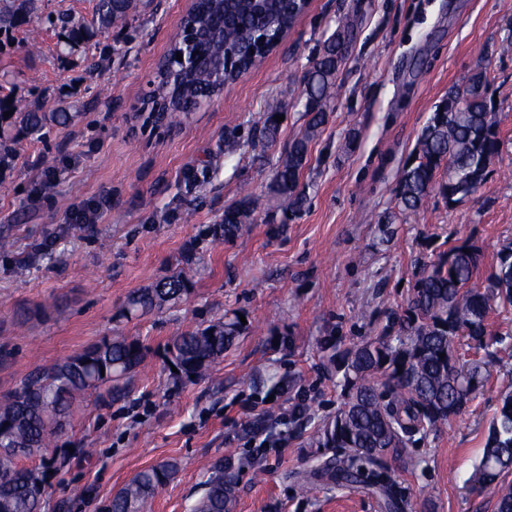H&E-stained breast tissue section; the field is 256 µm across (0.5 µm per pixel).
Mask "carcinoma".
Masks as SVG:
<instances>
[{
	"label": "carcinoma",
	"instance_id": "cac0c4a2",
	"mask_svg": "<svg viewBox=\"0 0 512 512\" xmlns=\"http://www.w3.org/2000/svg\"><path fill=\"white\" fill-rule=\"evenodd\" d=\"M35 10L37 0H0V33L22 20L14 7ZM136 0H97L91 20L60 17L66 43H84L95 33L128 24ZM295 0H267L259 11L253 0H201L197 11L184 19L191 42H174L159 72L157 118L172 120L196 109L201 101L220 91L213 77L224 64V81L231 82L241 66H254L268 53L271 39L294 24ZM352 23L339 22L336 36L314 59L303 85L309 115L303 134L288 145L276 166L270 192L283 209L301 212L307 197L300 188L308 164L309 145L328 117L334 97L336 71L343 60ZM185 55L186 62L176 59ZM12 112L14 123L32 135H42L45 113L23 111L8 97L0 98V120ZM271 112L259 129L257 140H274L279 130ZM496 113L487 99V78L482 70L448 92L443 112H434L422 129L411 156L402 166L397 207L417 210L433 189L453 204L475 192L486 180L498 156ZM446 177L436 182L439 170ZM257 199L242 196L224 209L220 222L208 229L215 240L229 242L256 223ZM480 253L465 241L451 246L437 259L422 263L405 300L403 313H391L381 334L354 350L335 351L329 361L342 374L347 401L329 418L318 434L322 447L331 450L313 476L342 485L365 483L378 497L384 512H402L404 501L382 471L386 452L400 454L416 436L460 415L480 393L490 376L481 359H465L461 340L479 345L489 330L490 314L497 300L512 306V247H505L499 262L481 287L472 282ZM194 271L183 268L153 287L134 292L128 313L143 316L175 304L193 287ZM245 330L239 317L217 321L181 333L168 345L169 361L176 371L174 383L205 376L224 359ZM444 357H439V354ZM144 360L137 339L104 338L82 352L24 378L0 402V512H41L43 485L39 473L22 463L42 456L51 438L61 434L70 407L108 382L128 377ZM512 470V394L501 398L492 418L482 459L474 479L481 486L497 488L496 512H512V485L505 476ZM173 462L160 463L136 473L105 506V512H141L177 474ZM235 468L217 464L203 482L202 493L190 512H226L237 485Z\"/></svg>",
	"mask_w": 512,
	"mask_h": 512
}]
</instances>
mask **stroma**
<instances>
[{
    "label": "stroma",
    "mask_w": 512,
    "mask_h": 512,
    "mask_svg": "<svg viewBox=\"0 0 512 512\" xmlns=\"http://www.w3.org/2000/svg\"><path fill=\"white\" fill-rule=\"evenodd\" d=\"M95 3L39 0L38 19L0 47V96L75 114L48 123L38 141L0 125L10 150L0 234L14 242L0 253V398L103 338L145 348L123 391L88 396L47 449L54 465L42 512H103L139 470L167 461L177 476L146 512H189L220 461L238 472L230 512H382L366 485L301 480L343 400L329 349L377 335L386 312L403 307L417 260L469 241L481 254V285L512 242V0H312L276 51L174 125L156 121L152 94L190 0H141L128 25L65 47L48 16L88 18ZM345 16L354 20L349 50L301 175L307 204L288 217L268 185L306 127L303 76ZM477 67L501 137L489 175L459 203L435 190L419 210L398 213L403 162L451 87ZM270 112L283 121L264 147L251 137ZM215 156L219 169L207 168ZM52 167L60 176L47 194ZM190 168L201 172L192 186ZM247 192L259 201L256 223L231 243L207 236ZM103 196L100 223L70 221L74 208ZM388 217L395 234L386 243L379 224ZM186 267L196 272L187 297L128 314L132 293ZM239 314L246 328L223 361L173 385L165 355L173 337ZM490 323L494 341L469 352L497 357L477 398L383 459L405 512H495V490L474 489L470 477L501 396L512 394V306L494 303ZM285 383L308 400V418L287 422ZM261 418L284 427L285 445L257 451L244 427Z\"/></svg>",
    "instance_id": "1"
}]
</instances>
